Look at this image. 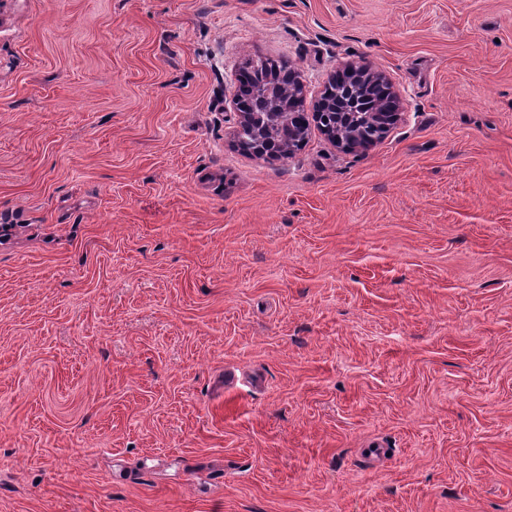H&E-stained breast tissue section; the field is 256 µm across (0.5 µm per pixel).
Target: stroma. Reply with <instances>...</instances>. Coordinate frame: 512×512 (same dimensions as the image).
<instances>
[{
	"label": "stroma",
	"mask_w": 512,
	"mask_h": 512,
	"mask_svg": "<svg viewBox=\"0 0 512 512\" xmlns=\"http://www.w3.org/2000/svg\"><path fill=\"white\" fill-rule=\"evenodd\" d=\"M1 226L0 512H512V0H0ZM292 77L293 71L287 65L277 64L261 58L256 61L251 60L239 71L237 96L247 112L262 114L271 121V116L267 113L274 111L273 102L260 98L256 95V91L261 86L270 83L268 79H277V82L288 84V80ZM237 96L235 95L232 100L234 111L238 114L237 126L234 129L235 138L240 126L250 120L249 114L239 110ZM389 85L371 87L365 93V98L358 100L356 112H369L365 114L367 120H372L379 116L376 112H392L389 124L385 125L387 131L400 118V112H393L390 106L391 92ZM320 113L312 112V120L316 124V126L320 129V131L328 137L336 146L343 151L348 152H357L363 151L368 148L370 145L366 143H362L359 140H356L355 137L348 133L345 129L332 126V128L325 127L320 122Z\"/></svg>",
	"instance_id": "stroma-1"
}]
</instances>
